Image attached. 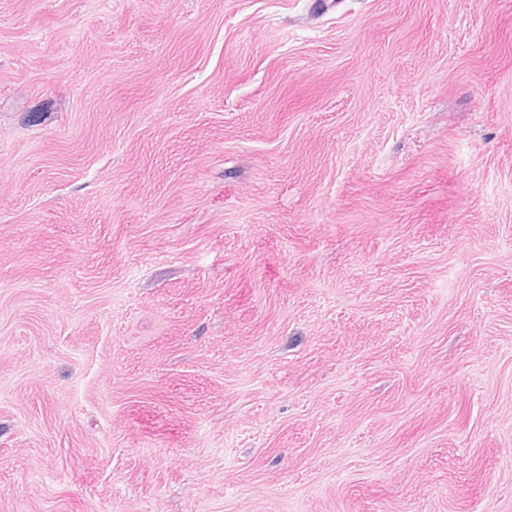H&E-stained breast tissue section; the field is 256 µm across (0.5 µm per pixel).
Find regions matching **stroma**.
Returning a JSON list of instances; mask_svg holds the SVG:
<instances>
[{"instance_id":"35a3bbf8","label":"stroma","mask_w":512,"mask_h":512,"mask_svg":"<svg viewBox=\"0 0 512 512\" xmlns=\"http://www.w3.org/2000/svg\"><path fill=\"white\" fill-rule=\"evenodd\" d=\"M0 512H512V0H0Z\"/></svg>"}]
</instances>
